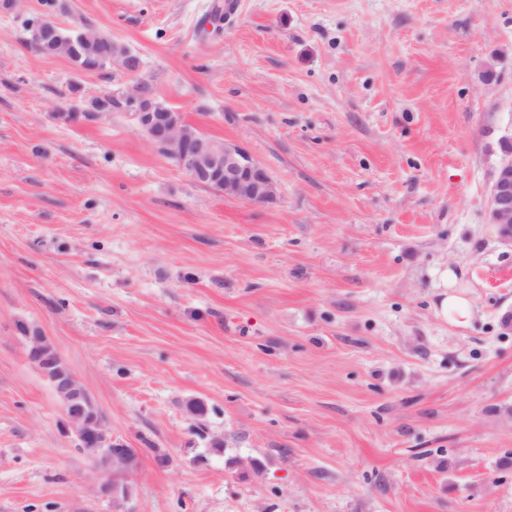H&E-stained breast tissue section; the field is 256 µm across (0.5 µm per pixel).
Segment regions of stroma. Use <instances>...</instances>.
<instances>
[{
  "label": "stroma",
  "mask_w": 512,
  "mask_h": 512,
  "mask_svg": "<svg viewBox=\"0 0 512 512\" xmlns=\"http://www.w3.org/2000/svg\"><path fill=\"white\" fill-rule=\"evenodd\" d=\"M214 3L67 0L134 78L32 50L41 0L0 8V512H512V246L486 217L512 0H238L212 33ZM140 81L275 200L198 183L132 113L54 117ZM30 330L135 449L128 495ZM439 312L447 321L463 326L471 318L472 305L469 299L457 294L448 293L440 302Z\"/></svg>",
  "instance_id": "35a3bbf8"
}]
</instances>
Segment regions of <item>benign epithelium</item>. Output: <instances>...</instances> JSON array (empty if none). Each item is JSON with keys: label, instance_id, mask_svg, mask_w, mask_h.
I'll use <instances>...</instances> for the list:
<instances>
[{"label": "benign epithelium", "instance_id": "7a95c632", "mask_svg": "<svg viewBox=\"0 0 512 512\" xmlns=\"http://www.w3.org/2000/svg\"><path fill=\"white\" fill-rule=\"evenodd\" d=\"M112 56L119 58L120 68L127 75L140 73L142 63L138 56L115 48ZM122 99L125 111L135 114L138 127L149 130L151 142L177 157L179 166L197 181L250 203L263 204L276 197L271 174L244 147L197 139L180 113L164 103L153 102L152 94L142 83L122 94ZM501 143L503 158L493 176L487 214L488 223L497 228L500 239L512 245V137L503 138ZM31 342L28 360L49 381L80 447L101 457L103 468L112 473L131 475L136 469V456L123 442L112 438L95 400L71 369L61 364L52 344L42 336L31 337Z\"/></svg>", "mask_w": 512, "mask_h": 512}]
</instances>
